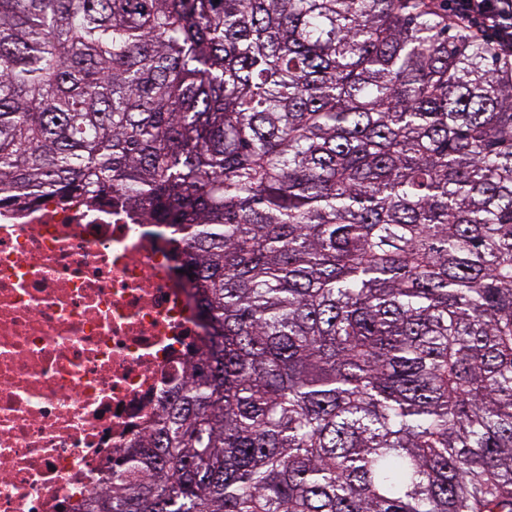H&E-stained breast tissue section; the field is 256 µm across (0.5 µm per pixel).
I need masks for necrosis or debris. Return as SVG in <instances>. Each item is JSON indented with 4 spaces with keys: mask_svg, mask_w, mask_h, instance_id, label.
Wrapping results in <instances>:
<instances>
[{
    "mask_svg": "<svg viewBox=\"0 0 512 512\" xmlns=\"http://www.w3.org/2000/svg\"><path fill=\"white\" fill-rule=\"evenodd\" d=\"M175 236L108 204L0 206V512H79L203 330Z\"/></svg>",
    "mask_w": 512,
    "mask_h": 512,
    "instance_id": "4bbe7bcc",
    "label": "necrosis or debris"
}]
</instances>
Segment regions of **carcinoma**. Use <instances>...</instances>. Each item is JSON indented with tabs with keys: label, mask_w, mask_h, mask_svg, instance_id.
<instances>
[{
	"label": "carcinoma",
	"mask_w": 512,
	"mask_h": 512,
	"mask_svg": "<svg viewBox=\"0 0 512 512\" xmlns=\"http://www.w3.org/2000/svg\"><path fill=\"white\" fill-rule=\"evenodd\" d=\"M180 235L207 331L87 512H512V66L448 0H0V193Z\"/></svg>",
	"instance_id": "obj_1"
}]
</instances>
